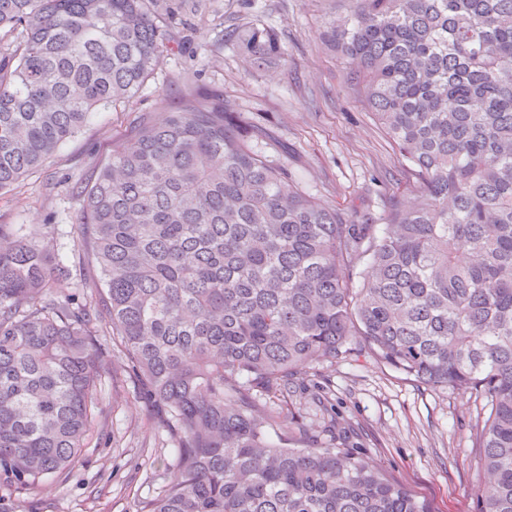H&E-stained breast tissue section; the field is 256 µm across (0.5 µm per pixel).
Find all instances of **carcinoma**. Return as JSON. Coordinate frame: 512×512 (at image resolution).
<instances>
[{"mask_svg":"<svg viewBox=\"0 0 512 512\" xmlns=\"http://www.w3.org/2000/svg\"><path fill=\"white\" fill-rule=\"evenodd\" d=\"M0 190L100 107L130 99L167 34L148 0H0ZM353 89L419 178L386 224L348 222L257 148L228 102L187 99L91 172L78 225L100 273L83 299L54 226L0 224V476L70 472L122 348L175 439L148 512H430L425 501L288 404L315 361L357 346L488 407L475 445L479 512H512V0H353L325 23ZM253 64L287 56L252 23ZM359 287H354V281Z\"/></svg>","mask_w":512,"mask_h":512,"instance_id":"obj_1","label":"carcinoma"}]
</instances>
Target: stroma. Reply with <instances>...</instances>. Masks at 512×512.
<instances>
[{"label": "stroma", "instance_id": "1", "mask_svg": "<svg viewBox=\"0 0 512 512\" xmlns=\"http://www.w3.org/2000/svg\"><path fill=\"white\" fill-rule=\"evenodd\" d=\"M352 0H153L171 39L160 64L129 103L94 112L88 123L41 167L0 191V224L30 234L55 225V258L74 287L98 271L84 261L78 238L77 192L107 161L115 143L143 122L159 123L188 98L228 100L244 121L266 128L273 159L296 182L346 219L385 223L410 206L417 177L359 96L342 65L319 38L323 19L345 16ZM260 21L272 28L287 61L256 67L234 43L232 26ZM97 385L101 413L67 476L38 488L0 484L14 512H144L172 475L170 435L144 397L125 356L107 347ZM293 404L317 420L310 387L323 389L342 423L341 439L431 512H477L486 474L474 446L483 402L471 391L433 388L359 347L336 364L316 362Z\"/></svg>", "mask_w": 512, "mask_h": 512}]
</instances>
